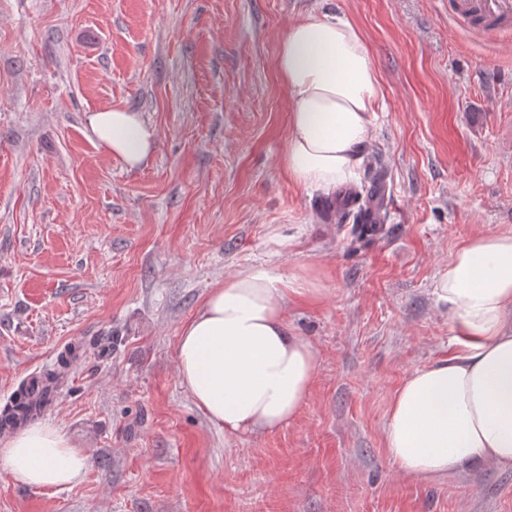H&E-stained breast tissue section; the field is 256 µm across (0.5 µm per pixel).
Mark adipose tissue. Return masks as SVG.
Returning <instances> with one entry per match:
<instances>
[{
  "label": "adipose tissue",
  "mask_w": 512,
  "mask_h": 512,
  "mask_svg": "<svg viewBox=\"0 0 512 512\" xmlns=\"http://www.w3.org/2000/svg\"><path fill=\"white\" fill-rule=\"evenodd\" d=\"M288 89L280 163L295 184L332 189L357 176L382 96L380 77L352 22L310 14L292 23L276 57ZM91 139L128 169L157 146L141 113H89ZM307 270L282 278L259 265L225 278L186 323L177 376L196 407L230 436H261L293 422L315 384L319 353L288 323V298L318 299ZM432 293L451 319L448 350L396 388L383 447L401 472L424 478L485 465L512 468V227L471 236ZM86 457L60 427L38 424L0 448V466L23 485L80 482Z\"/></svg>",
  "instance_id": "1"
}]
</instances>
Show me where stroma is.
I'll return each instance as SVG.
<instances>
[{"label": "stroma", "mask_w": 512, "mask_h": 512, "mask_svg": "<svg viewBox=\"0 0 512 512\" xmlns=\"http://www.w3.org/2000/svg\"><path fill=\"white\" fill-rule=\"evenodd\" d=\"M356 24L383 98L354 188L384 173L385 220L328 223L335 191L280 167L289 25ZM121 105L158 138L130 170L88 136ZM512 226V41L479 40L449 0H0V408L65 345L108 336L40 423L88 461L64 490L0 466V512H512V469L405 475L391 396L448 348L432 288L456 247ZM318 275L288 303L319 352L297 418L260 437L212 425L180 386L182 326L225 278Z\"/></svg>", "instance_id": "stroma-1"}]
</instances>
